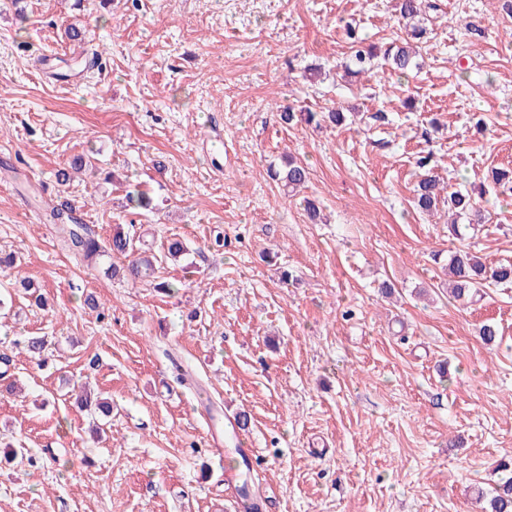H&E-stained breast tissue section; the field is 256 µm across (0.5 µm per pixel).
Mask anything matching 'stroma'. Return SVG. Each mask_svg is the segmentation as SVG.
I'll list each match as a JSON object with an SVG mask.
<instances>
[{
  "instance_id": "stroma-1",
  "label": "stroma",
  "mask_w": 512,
  "mask_h": 512,
  "mask_svg": "<svg viewBox=\"0 0 512 512\" xmlns=\"http://www.w3.org/2000/svg\"><path fill=\"white\" fill-rule=\"evenodd\" d=\"M394 4L0 0V248L47 299L13 292L0 319V512H225L227 407L270 512H479L512 457V286L455 300L448 259L512 261L490 179L512 170V0H442L409 76L347 75L348 29L406 38ZM288 105L345 119L287 126ZM427 153L482 211L463 237L413 207ZM289 156L309 169L293 194L270 177ZM60 204L102 242L185 238L158 270L171 290L75 256ZM35 335L38 361L16 346ZM85 383L112 404L105 436ZM19 446L32 464L7 462ZM246 431L239 426L232 414L224 413V434L227 432L233 441V453L240 458L242 467L251 469L258 460V448H253L250 443H245L242 440Z\"/></svg>"
}]
</instances>
